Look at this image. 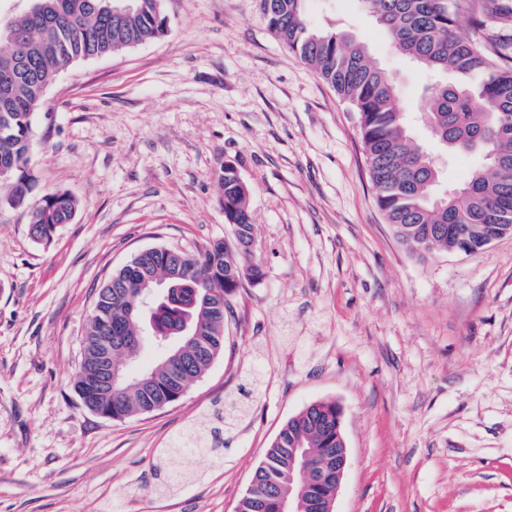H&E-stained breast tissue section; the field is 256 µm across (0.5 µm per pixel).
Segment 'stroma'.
<instances>
[{
	"label": "stroma",
	"mask_w": 512,
	"mask_h": 512,
	"mask_svg": "<svg viewBox=\"0 0 512 512\" xmlns=\"http://www.w3.org/2000/svg\"><path fill=\"white\" fill-rule=\"evenodd\" d=\"M167 33L67 63L33 120L37 194L70 193L51 243L0 208V512H235L283 424L336 401L348 448L334 512H512V236L420 258L375 202L359 117L273 35L257 0H163ZM309 22L367 43L417 115L429 73L359 0ZM253 224L224 352L176 403L115 421L73 389L99 288L153 247L231 239L219 174ZM223 423L220 449L169 454ZM198 476L160 492L162 471Z\"/></svg>",
	"instance_id": "obj_1"
}]
</instances>
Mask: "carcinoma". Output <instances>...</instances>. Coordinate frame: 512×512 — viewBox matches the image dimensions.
<instances>
[{"instance_id": "obj_1", "label": "carcinoma", "mask_w": 512, "mask_h": 512, "mask_svg": "<svg viewBox=\"0 0 512 512\" xmlns=\"http://www.w3.org/2000/svg\"><path fill=\"white\" fill-rule=\"evenodd\" d=\"M42 9L12 20L0 35V206L29 211L33 240L50 242L58 227L73 221L77 201L66 192L34 199L29 169L32 121L45 106L44 94L60 68L159 38L164 12L155 0H133L112 13L114 0H37ZM389 35L392 47L420 67L458 81H440L424 104L426 123L453 154L475 149L487 156L449 194L437 191L440 172L430 153L411 143L398 88L370 58L367 45L345 32L313 28L306 0H259L260 12L276 37L312 67L359 113L363 150L375 201L396 239L415 255L465 249L478 255L491 244L493 226L512 229V0H466L471 31L458 30L461 0H360ZM224 218L235 240L211 243L199 256L176 258L155 250L123 265L100 288L84 339L83 363L74 390L113 420L170 405L176 390L204 375L224 352L227 297L261 271L244 266L252 224L249 187L227 162L219 176ZM145 280L166 288L149 307H140ZM195 330L185 342L184 329ZM124 361L143 348L156 351L145 377L124 381L115 395L96 384L100 350ZM339 406L317 401L290 417L270 444L237 512H281L288 495V449L340 448Z\"/></svg>"}]
</instances>
